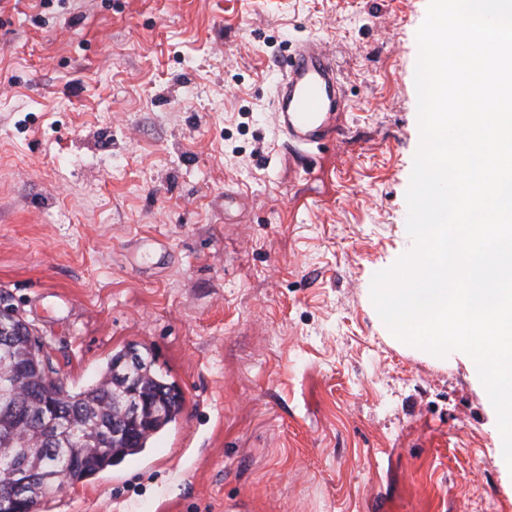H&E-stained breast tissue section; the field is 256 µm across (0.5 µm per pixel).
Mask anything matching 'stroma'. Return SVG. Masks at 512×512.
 I'll return each mask as SVG.
<instances>
[{"label":"stroma","mask_w":512,"mask_h":512,"mask_svg":"<svg viewBox=\"0 0 512 512\" xmlns=\"http://www.w3.org/2000/svg\"><path fill=\"white\" fill-rule=\"evenodd\" d=\"M427 0H0V297L73 389L149 348L184 410L38 512H512L457 354L389 338ZM347 108L277 130L292 49Z\"/></svg>","instance_id":"35a3bbf8"}]
</instances>
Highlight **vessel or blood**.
Here are the masks:
<instances>
[{
	"label": "vessel or blood",
	"mask_w": 512,
	"mask_h": 512,
	"mask_svg": "<svg viewBox=\"0 0 512 512\" xmlns=\"http://www.w3.org/2000/svg\"><path fill=\"white\" fill-rule=\"evenodd\" d=\"M345 106L334 59L318 41L305 40L295 48L275 88L277 129L302 145L324 142L335 133L333 115Z\"/></svg>",
	"instance_id": "1"
}]
</instances>
